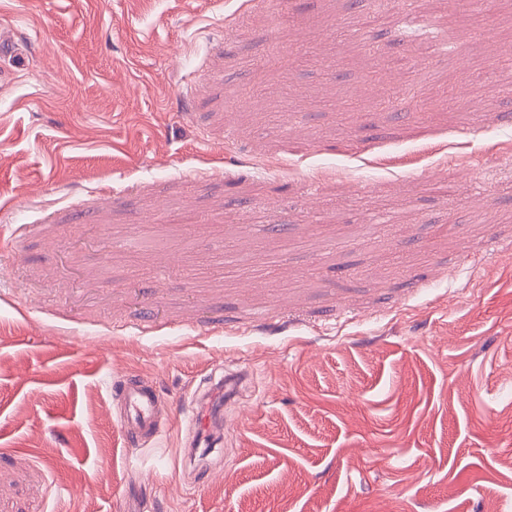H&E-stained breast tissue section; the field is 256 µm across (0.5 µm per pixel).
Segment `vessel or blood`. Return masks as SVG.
Instances as JSON below:
<instances>
[{"mask_svg": "<svg viewBox=\"0 0 512 512\" xmlns=\"http://www.w3.org/2000/svg\"><path fill=\"white\" fill-rule=\"evenodd\" d=\"M120 423L129 444L142 445L161 436L156 410L159 395L153 386L136 381L124 383L120 393Z\"/></svg>", "mask_w": 512, "mask_h": 512, "instance_id": "1", "label": "vessel or blood"}]
</instances>
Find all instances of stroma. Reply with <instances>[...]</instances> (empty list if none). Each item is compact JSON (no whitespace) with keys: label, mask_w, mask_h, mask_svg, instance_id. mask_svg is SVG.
<instances>
[{"label":"stroma","mask_w":512,"mask_h":512,"mask_svg":"<svg viewBox=\"0 0 512 512\" xmlns=\"http://www.w3.org/2000/svg\"><path fill=\"white\" fill-rule=\"evenodd\" d=\"M439 6L417 80V0H0V512H512V0ZM414 24L419 26V28L423 30L427 36L425 39L418 43L427 45L423 48V52H432L435 54L437 51V35L439 31L447 29L448 15L441 11H436L425 16L419 15L414 18ZM122 412L120 423L130 447L156 441L161 429L156 416L160 396L152 385L136 381L124 383L120 389Z\"/></svg>","instance_id":"stroma-1"}]
</instances>
